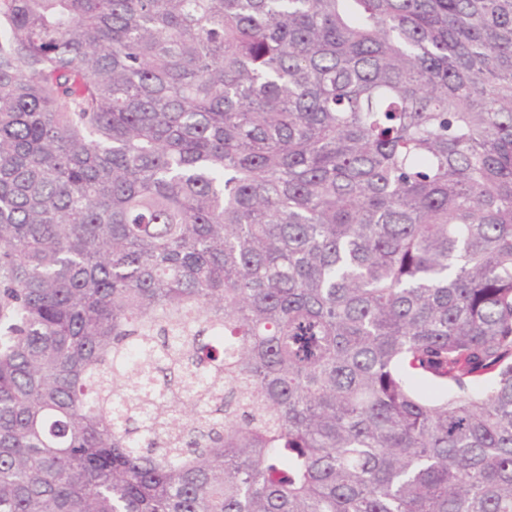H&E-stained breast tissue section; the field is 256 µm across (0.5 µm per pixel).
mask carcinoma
Returning <instances> with one entry per match:
<instances>
[{"mask_svg": "<svg viewBox=\"0 0 512 512\" xmlns=\"http://www.w3.org/2000/svg\"><path fill=\"white\" fill-rule=\"evenodd\" d=\"M0 512H512V0H0Z\"/></svg>", "mask_w": 512, "mask_h": 512, "instance_id": "carcinoma-1", "label": "carcinoma"}]
</instances>
